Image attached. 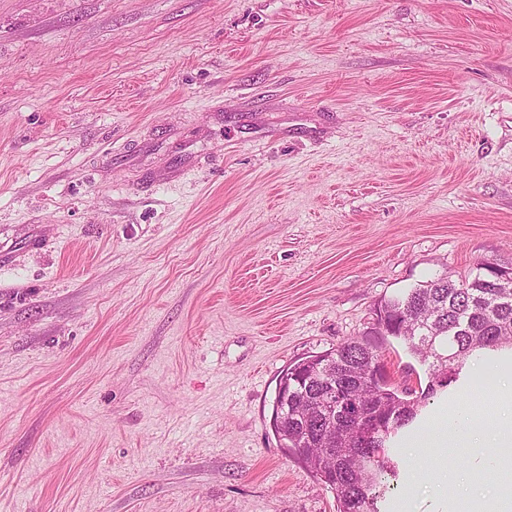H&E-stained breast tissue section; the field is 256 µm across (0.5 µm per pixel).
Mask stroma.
I'll return each instance as SVG.
<instances>
[{"instance_id":"stroma-1","label":"stroma","mask_w":512,"mask_h":512,"mask_svg":"<svg viewBox=\"0 0 512 512\" xmlns=\"http://www.w3.org/2000/svg\"><path fill=\"white\" fill-rule=\"evenodd\" d=\"M480 264L512 268V0H0V512H338L282 372ZM507 380L465 360L380 512L512 484L417 444Z\"/></svg>"}]
</instances>
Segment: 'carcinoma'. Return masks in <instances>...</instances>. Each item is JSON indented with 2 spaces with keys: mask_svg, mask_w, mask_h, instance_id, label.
Listing matches in <instances>:
<instances>
[{
  "mask_svg": "<svg viewBox=\"0 0 512 512\" xmlns=\"http://www.w3.org/2000/svg\"><path fill=\"white\" fill-rule=\"evenodd\" d=\"M373 327L321 355L288 368L276 395L274 429L315 476L336 492L339 512H377L391 470L386 443L411 424L436 389L456 381L465 359L482 350L512 347V278L485 266L473 278L427 281L381 301ZM401 340L428 365L417 390L374 376L388 338ZM334 394L336 415L321 408Z\"/></svg>",
  "mask_w": 512,
  "mask_h": 512,
  "instance_id": "cac0c4a2",
  "label": "carcinoma"
}]
</instances>
